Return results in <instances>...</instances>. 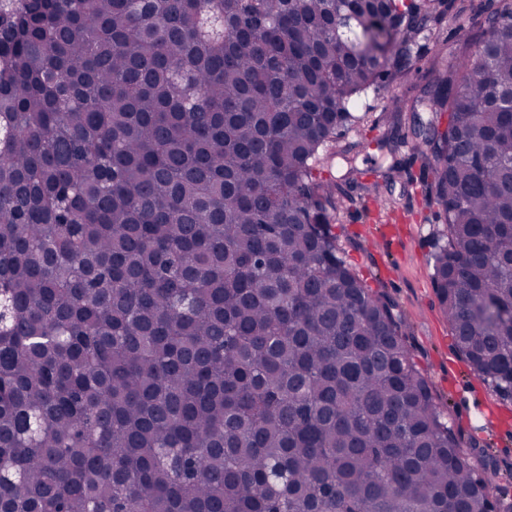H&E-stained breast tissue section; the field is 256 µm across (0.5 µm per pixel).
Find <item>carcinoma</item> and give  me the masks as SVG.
I'll use <instances>...</instances> for the list:
<instances>
[{
	"label": "carcinoma",
	"mask_w": 512,
	"mask_h": 512,
	"mask_svg": "<svg viewBox=\"0 0 512 512\" xmlns=\"http://www.w3.org/2000/svg\"><path fill=\"white\" fill-rule=\"evenodd\" d=\"M433 281L512 400V0H17L0 20V512H489L315 171L414 67Z\"/></svg>",
	"instance_id": "1"
}]
</instances>
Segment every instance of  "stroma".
I'll return each instance as SVG.
<instances>
[{
	"instance_id": "stroma-1",
	"label": "stroma",
	"mask_w": 512,
	"mask_h": 512,
	"mask_svg": "<svg viewBox=\"0 0 512 512\" xmlns=\"http://www.w3.org/2000/svg\"><path fill=\"white\" fill-rule=\"evenodd\" d=\"M467 36L462 19L448 14L441 42L419 40L420 59L407 83L370 92L355 112L356 121L333 150L322 155L317 170L323 177L344 178L350 167L363 170V184L354 188V205L336 214L337 244L348 251L356 271L383 292L401 318L413 361L426 376L437 403L445 410L463 446L484 449L502 475L492 489L499 501L512 502V401L503 400L481 383L458 354L432 282L431 255L446 230L437 205L428 203L409 176L389 178L388 167L407 161L412 138L398 148L379 151L384 109L407 84L429 80V62L439 46L458 52Z\"/></svg>"
}]
</instances>
